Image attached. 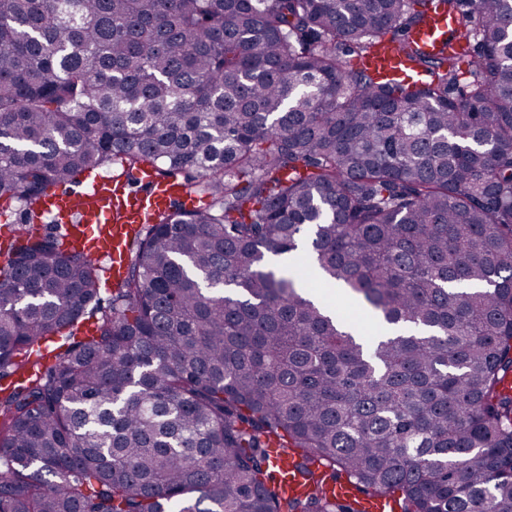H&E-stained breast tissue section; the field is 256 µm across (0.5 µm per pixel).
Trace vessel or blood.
Wrapping results in <instances>:
<instances>
[{"label": "vessel or blood", "mask_w": 512, "mask_h": 512, "mask_svg": "<svg viewBox=\"0 0 512 512\" xmlns=\"http://www.w3.org/2000/svg\"><path fill=\"white\" fill-rule=\"evenodd\" d=\"M460 26V19L439 12L415 29L411 38L421 49L438 52ZM370 69L406 77L409 63L399 57L393 44L381 47L369 60ZM140 183V190L129 189V183L116 184L111 180L88 184L84 192H73L64 186L46 190L39 213L27 224L29 230L42 226L43 216L52 214L66 219V234L70 241L84 245L97 260H107L113 274L123 269L125 243L133 229L151 223L178 195V187L169 181L157 180L148 171L140 169L130 175L129 182Z\"/></svg>", "instance_id": "vessel-or-blood-1"}]
</instances>
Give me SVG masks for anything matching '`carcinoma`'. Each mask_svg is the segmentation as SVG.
Returning a JSON list of instances; mask_svg holds the SVG:
<instances>
[{
  "mask_svg": "<svg viewBox=\"0 0 512 512\" xmlns=\"http://www.w3.org/2000/svg\"><path fill=\"white\" fill-rule=\"evenodd\" d=\"M434 3L461 52L408 38ZM389 31L427 79L349 67ZM114 161L199 208L134 232L80 341L97 263L14 236L0 378L64 343L0 400V512H512V0H0V199Z\"/></svg>",
  "mask_w": 512,
  "mask_h": 512,
  "instance_id": "carcinoma-1",
  "label": "carcinoma"
}]
</instances>
